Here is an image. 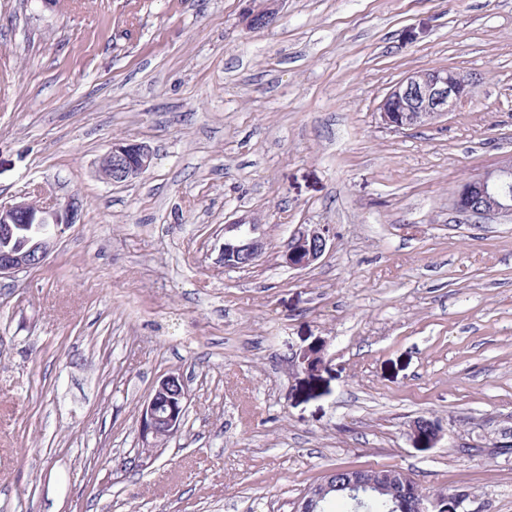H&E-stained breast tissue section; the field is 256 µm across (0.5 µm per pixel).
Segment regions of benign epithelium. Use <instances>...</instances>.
I'll use <instances>...</instances> for the list:
<instances>
[{
    "mask_svg": "<svg viewBox=\"0 0 512 512\" xmlns=\"http://www.w3.org/2000/svg\"><path fill=\"white\" fill-rule=\"evenodd\" d=\"M283 0H247L243 21L250 29H263L280 16ZM473 95L472 84L453 68L424 69L408 73L395 82L377 106L381 124L386 129L402 131L448 116L457 104ZM153 150L145 142L117 138L103 155L98 167L100 179L121 184L141 177L151 166ZM450 204L456 212L479 218L509 217L512 219V154H505L481 174L460 181L451 193ZM81 200L73 195L53 204H38L19 196L0 203V240L9 243L17 224H45L47 230L27 249L0 247V279L44 265L56 248L60 237L76 223ZM256 220L236 221L224 226L222 260L224 269L241 270L253 266L265 250L262 237L256 235ZM328 238L324 229L299 224L288 238L286 263L294 268H306L325 253ZM190 399L184 378L168 373L154 385L144 405L138 423L140 453L150 457L161 452L160 444L181 432ZM349 476L336 487L344 491L352 505L360 509L363 503L389 494L391 481L408 484L409 477L393 473L385 479L364 469H350ZM453 501L452 510L443 507ZM416 512H469L468 493H439L430 498L424 492L414 495Z\"/></svg>",
    "mask_w": 512,
    "mask_h": 512,
    "instance_id": "1",
    "label": "benign epithelium"
}]
</instances>
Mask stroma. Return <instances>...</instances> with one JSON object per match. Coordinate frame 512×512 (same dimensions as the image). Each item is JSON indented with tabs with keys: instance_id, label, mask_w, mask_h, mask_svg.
<instances>
[{
	"instance_id": "35a3bbf8",
	"label": "stroma",
	"mask_w": 512,
	"mask_h": 512,
	"mask_svg": "<svg viewBox=\"0 0 512 512\" xmlns=\"http://www.w3.org/2000/svg\"><path fill=\"white\" fill-rule=\"evenodd\" d=\"M245 6L0 0V203L83 204L0 280V512H296L334 468L512 512V221L450 205L512 153V0H284L261 30ZM436 67L473 97L384 128L389 87ZM117 137L153 160L112 185ZM251 218L263 256L225 269ZM299 224L329 237L306 269ZM171 372L185 425L146 460ZM299 224L288 238L286 263L294 268H306L325 253L328 240L324 228ZM190 399L189 390L180 373H168L154 385L138 423L140 454H158L162 441L181 432Z\"/></svg>"
}]
</instances>
